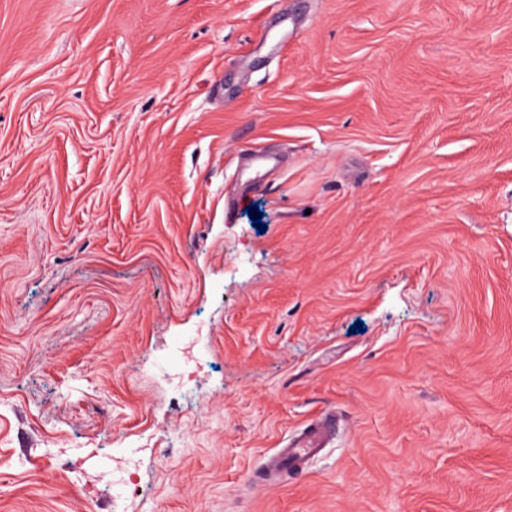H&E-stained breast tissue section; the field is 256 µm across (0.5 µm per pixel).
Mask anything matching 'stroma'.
Masks as SVG:
<instances>
[{
	"label": "stroma",
	"instance_id": "1",
	"mask_svg": "<svg viewBox=\"0 0 512 512\" xmlns=\"http://www.w3.org/2000/svg\"><path fill=\"white\" fill-rule=\"evenodd\" d=\"M0 512H512V0H0ZM323 447V435L318 429L307 432L300 440L287 448H278L275 453L276 465L297 468L301 463L317 455Z\"/></svg>",
	"mask_w": 512,
	"mask_h": 512
}]
</instances>
